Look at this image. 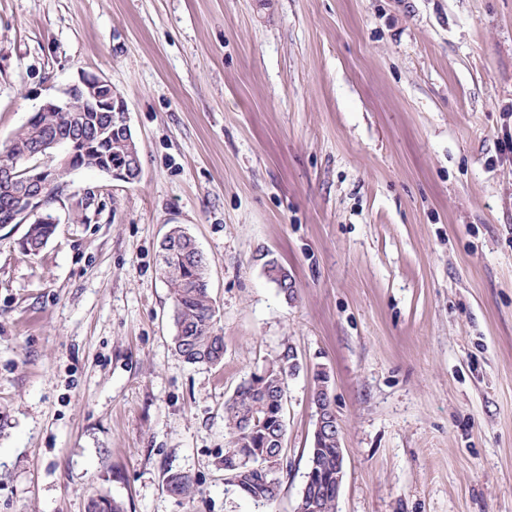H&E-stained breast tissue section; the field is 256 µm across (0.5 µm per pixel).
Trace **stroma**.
<instances>
[{
  "mask_svg": "<svg viewBox=\"0 0 512 512\" xmlns=\"http://www.w3.org/2000/svg\"><path fill=\"white\" fill-rule=\"evenodd\" d=\"M83 74L142 175L64 174L38 255L0 228V512H296L320 370L336 512H512V0H0V148ZM174 224L210 261L216 367L172 349ZM288 348L266 505L224 481V404ZM166 490L175 496L193 501L201 492L195 479L186 472H172L165 477Z\"/></svg>",
  "mask_w": 512,
  "mask_h": 512,
  "instance_id": "obj_1",
  "label": "stroma"
}]
</instances>
